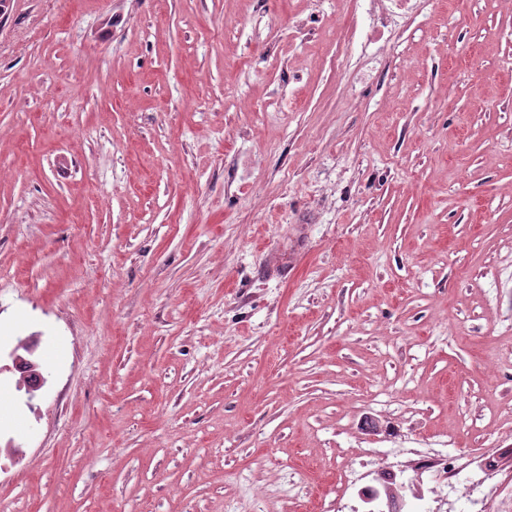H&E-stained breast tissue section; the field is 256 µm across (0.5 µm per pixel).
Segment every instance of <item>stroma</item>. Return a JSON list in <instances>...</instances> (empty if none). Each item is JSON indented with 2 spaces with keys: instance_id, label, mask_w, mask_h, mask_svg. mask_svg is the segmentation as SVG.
Segmentation results:
<instances>
[{
  "instance_id": "obj_1",
  "label": "stroma",
  "mask_w": 512,
  "mask_h": 512,
  "mask_svg": "<svg viewBox=\"0 0 512 512\" xmlns=\"http://www.w3.org/2000/svg\"><path fill=\"white\" fill-rule=\"evenodd\" d=\"M12 0L0 337L12 512H225L346 448H512V13ZM411 0H370L367 28L370 32H378L391 23L392 17L402 14L398 11L405 9ZM403 7V8H402ZM407 8L409 6L407 5Z\"/></svg>"
}]
</instances>
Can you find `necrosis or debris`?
<instances>
[{"mask_svg":"<svg viewBox=\"0 0 512 512\" xmlns=\"http://www.w3.org/2000/svg\"><path fill=\"white\" fill-rule=\"evenodd\" d=\"M320 512H512V489L491 455L367 448L346 459Z\"/></svg>","mask_w":512,"mask_h":512,"instance_id":"1","label":"necrosis or debris"}]
</instances>
